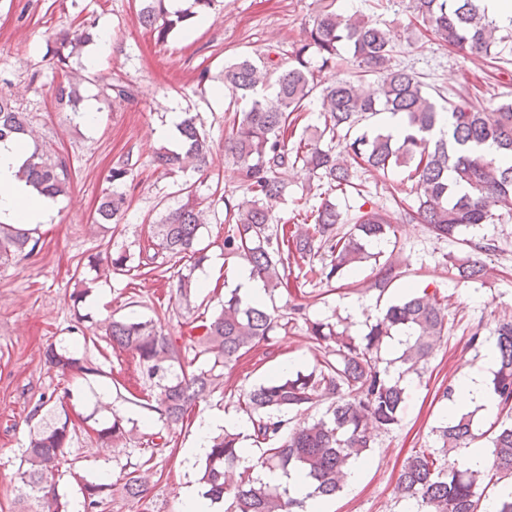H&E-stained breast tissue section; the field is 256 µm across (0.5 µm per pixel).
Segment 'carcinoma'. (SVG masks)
<instances>
[{
	"label": "carcinoma",
	"mask_w": 512,
	"mask_h": 512,
	"mask_svg": "<svg viewBox=\"0 0 512 512\" xmlns=\"http://www.w3.org/2000/svg\"><path fill=\"white\" fill-rule=\"evenodd\" d=\"M140 24L153 33L157 41L167 40L177 28L187 26L199 14L217 12L220 0H191L189 6L173 11L166 0H141ZM337 0H324L304 38L278 60L270 54L240 57L224 66L223 87L245 97L249 107L232 118L227 150L237 167L244 187L234 199L219 195L224 203V252L246 254L254 275L267 292L289 288L286 257L308 258L324 249L330 260L318 270L319 280L330 286L380 253L369 251L374 242H388L395 234L390 216L376 211L359 212L344 217L335 200L325 194L318 205L303 212V222L272 227L274 217L268 207L271 200L284 196L286 184L282 174L297 163L308 178L334 191L351 188L361 192L353 182L352 164L386 175L394 168L409 169L408 180L415 182L416 210L410 217L428 226L439 239L456 236L495 221L491 207L512 215V102H494L476 98L448 101L440 107L425 84L414 72L392 64L395 45L389 30L360 11L344 12ZM407 8L435 33L463 55L496 54V49L512 41V29L500 27L489 18L478 0H409ZM97 38L95 23L85 22L75 34L57 40L56 66L64 72L53 85V95L60 107H73L80 97L79 83L66 71L69 58ZM352 54L354 71L350 77L318 82L319 74L336 65L341 48ZM375 80L366 83V77ZM105 97L122 103L133 97L132 86L110 77L100 78ZM276 87L275 96L259 93L267 83ZM320 95L323 127L307 123V100ZM400 117L402 126L394 134L382 128H364L361 123L379 114ZM448 121V136L435 137L433 130L441 120ZM179 128L183 137L181 151L163 149L156 162L171 174L200 169L210 153V137L197 125L194 115L186 114ZM344 139L348 157L321 147V141ZM13 139L33 147L19 171V177L38 193L53 198L67 191L70 164L64 157L50 156L34 140L27 115L9 97L0 94V141ZM496 147L499 157L486 158L481 146ZM129 160L110 168L106 176L109 187L98 205L92 223L112 225V235L122 232L120 224L128 210L127 195L122 187L132 175ZM182 201L164 207L154 225L153 254L135 268L144 279L158 275V255L185 261L177 283V297L191 305L201 283L195 271L202 268L207 255L201 248L203 210L193 186L179 189ZM39 245L34 230H24L0 223V266L26 257ZM106 264L88 257L87 267L96 277L87 278L75 267L73 278L81 289L73 295L79 303L101 277L126 276L132 270L124 251H107ZM455 276L463 281L482 280L485 264L472 258L451 263ZM400 272L391 260L379 269L374 286L384 293ZM196 316L183 323L177 336L164 332L153 319L128 316L105 324V336L114 348L130 353L142 375L157 387L156 406L172 424L184 422L192 405L220 386L224 368L236 365L259 345L268 342L277 331L287 328L282 316L263 302H243L238 289L224 295L216 314L196 306ZM448 313L436 295L410 293L389 305L369 324L363 336H353L342 321L307 322L314 344L317 364L309 372L296 371L275 376L239 396L240 409L248 416L249 434L234 430L211 439L210 451L199 472L198 482L204 495L214 503H224V512H293L304 507L309 498L328 499L344 488L348 464L352 459L364 461L372 447L371 426L389 431L399 422L405 388L404 376L421 373L429 363L436 344L448 334ZM403 336L398 376L382 365L381 351L387 342ZM497 370L492 386L498 404L512 408V320L502 321L495 331ZM46 364L64 377L102 374L90 357L77 355L66 347L49 346ZM71 397L41 396L32 416L38 424L29 432L27 448L18 467L20 486L17 503L36 504L43 512H66L60 501L55 480L61 462L70 453L74 425L69 423L65 400ZM95 401L88 419L99 425L95 429L102 441H118L127 430L123 420L112 415L103 396ZM331 405L322 415L299 419L321 401ZM438 447L424 448L411 454L401 470L394 488L396 497L416 508V512H481L485 477L512 483V424L483 425L474 412L449 419L437 427ZM251 441L255 460L242 471L240 452L243 440ZM487 440L491 443L485 469L473 470L467 464L470 448ZM260 471H294L306 480L309 492L294 497L280 484L261 479ZM120 491L123 497L142 499L147 488L141 471L124 474ZM113 484L88 483L86 501L98 509L112 497Z\"/></svg>",
	"instance_id": "cac0c4a2"
}]
</instances>
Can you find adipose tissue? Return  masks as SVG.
I'll return each mask as SVG.
<instances>
[{"instance_id": "1", "label": "adipose tissue", "mask_w": 512, "mask_h": 512, "mask_svg": "<svg viewBox=\"0 0 512 512\" xmlns=\"http://www.w3.org/2000/svg\"><path fill=\"white\" fill-rule=\"evenodd\" d=\"M24 159V150L18 141L0 142V222L32 229L45 223L49 200L37 195L19 179L18 171ZM475 407L481 408L483 413H492L497 399L484 377L469 374L460 380L447 415L453 418Z\"/></svg>"}]
</instances>
